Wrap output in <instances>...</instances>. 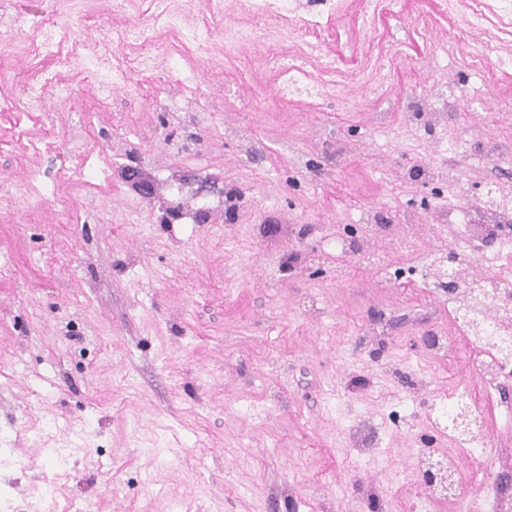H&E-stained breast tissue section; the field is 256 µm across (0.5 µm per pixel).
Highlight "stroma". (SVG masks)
<instances>
[{
    "instance_id": "obj_1",
    "label": "stroma",
    "mask_w": 512,
    "mask_h": 512,
    "mask_svg": "<svg viewBox=\"0 0 512 512\" xmlns=\"http://www.w3.org/2000/svg\"><path fill=\"white\" fill-rule=\"evenodd\" d=\"M360 0H337L324 18V48L336 59L325 96L310 105L279 102L277 75L263 63L264 44L226 48L225 15L196 0L194 19L214 38L183 40L156 25L160 53L142 67L139 51L90 55L103 28L150 19L151 0H13L16 32H0V434L22 468L0 464V497L32 498L53 449H70L67 477L52 480L60 512H404L414 449L448 439L426 419L430 396L463 383L480 394L483 379L468 359L432 357L421 336L438 330L468 343L467 321L427 262L455 247L448 208L473 199L497 179L512 193V162L486 165L497 141L512 140V74L445 117L441 134L469 132L471 163L459 181L424 186L423 163L447 164L438 135L410 110L436 77L428 59L458 46L445 80L473 85L466 63L483 34L461 24L448 0H405L401 16L378 6L361 25ZM83 23L60 46L71 63L61 75L85 113L46 98L31 109L26 83L53 63L32 52L34 17ZM402 57L391 79L369 85L391 43ZM124 71L130 87L101 93L80 72ZM206 105L199 145L180 158L163 138L185 137L187 116L159 105L166 92ZM389 127L377 135L380 110ZM251 126L252 155H240L225 130ZM51 147L25 149L43 133ZM155 178L144 198L123 166ZM96 168L98 178L86 177ZM39 173L54 184L46 199L15 194ZM206 180L245 198L236 219L224 210L208 222L162 223L170 184ZM374 207L401 225L398 239L371 241L379 265L340 255L347 272L332 278L330 243ZM263 234H256V227ZM279 240L298 258L288 276L263 274L265 241ZM421 364L424 376L407 374ZM364 386L351 388L352 379ZM503 394L486 405L496 454L465 463L463 497L474 476L492 466L512 492V425L498 420ZM261 404L252 416L240 405ZM361 417L381 426L376 465L351 452L344 427Z\"/></svg>"
}]
</instances>
